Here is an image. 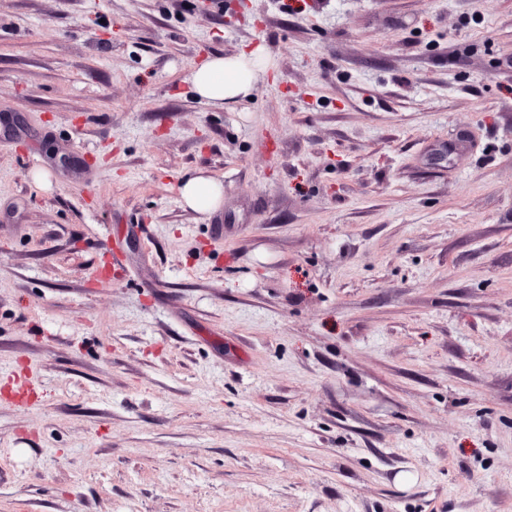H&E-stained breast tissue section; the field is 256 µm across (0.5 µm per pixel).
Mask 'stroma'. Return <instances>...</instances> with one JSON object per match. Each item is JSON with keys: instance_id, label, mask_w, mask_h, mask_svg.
<instances>
[{"instance_id": "1", "label": "stroma", "mask_w": 512, "mask_h": 512, "mask_svg": "<svg viewBox=\"0 0 512 512\" xmlns=\"http://www.w3.org/2000/svg\"><path fill=\"white\" fill-rule=\"evenodd\" d=\"M0 512H512V0H0ZM269 67L260 49L217 55L193 70L192 87L201 99L224 106L248 97ZM181 197L186 207L194 212L212 214L224 199V183L202 173L183 180Z\"/></svg>"}]
</instances>
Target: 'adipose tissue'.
<instances>
[{"label": "adipose tissue", "mask_w": 512, "mask_h": 512, "mask_svg": "<svg viewBox=\"0 0 512 512\" xmlns=\"http://www.w3.org/2000/svg\"><path fill=\"white\" fill-rule=\"evenodd\" d=\"M269 65L260 50L234 56H215L192 72V87L201 99L230 104L248 97ZM181 197L186 207L202 214L216 212L224 199V184L211 176L197 174L184 179Z\"/></svg>", "instance_id": "1"}]
</instances>
